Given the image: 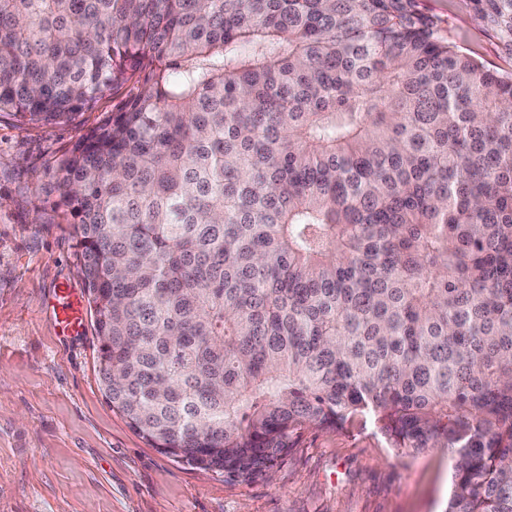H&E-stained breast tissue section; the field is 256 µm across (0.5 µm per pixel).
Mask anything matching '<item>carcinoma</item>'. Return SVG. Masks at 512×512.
<instances>
[{
  "mask_svg": "<svg viewBox=\"0 0 512 512\" xmlns=\"http://www.w3.org/2000/svg\"><path fill=\"white\" fill-rule=\"evenodd\" d=\"M126 84L53 174L112 408L241 483L369 423L512 512V77L416 0H0V112Z\"/></svg>",
  "mask_w": 512,
  "mask_h": 512,
  "instance_id": "obj_1",
  "label": "carcinoma"
}]
</instances>
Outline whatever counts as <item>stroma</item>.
I'll list each match as a JSON object with an SVG mask.
<instances>
[{"mask_svg": "<svg viewBox=\"0 0 512 512\" xmlns=\"http://www.w3.org/2000/svg\"><path fill=\"white\" fill-rule=\"evenodd\" d=\"M457 51L504 76L512 51L471 0H417ZM106 91L73 121L22 125L0 113V512H444L447 449L408 455L373 428L305 429L271 480L245 484L152 448L100 383L94 315L56 162L111 113ZM81 309L79 334L53 316L59 288Z\"/></svg>", "mask_w": 512, "mask_h": 512, "instance_id": "1", "label": "stroma"}]
</instances>
